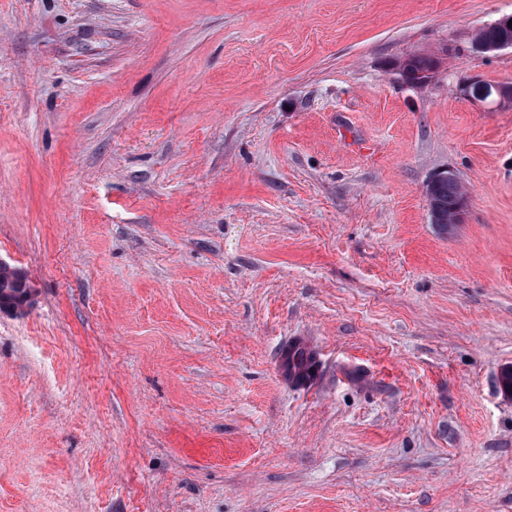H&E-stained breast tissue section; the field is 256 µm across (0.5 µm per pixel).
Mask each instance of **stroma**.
Listing matches in <instances>:
<instances>
[{"instance_id": "35a3bbf8", "label": "stroma", "mask_w": 512, "mask_h": 512, "mask_svg": "<svg viewBox=\"0 0 512 512\" xmlns=\"http://www.w3.org/2000/svg\"><path fill=\"white\" fill-rule=\"evenodd\" d=\"M506 14L0 0V512H512ZM510 19H512V14L502 16L496 21V24L499 27L510 29L512 28L509 27L508 25ZM499 27H495L489 24L480 29V31L475 35V37L472 40V48L475 44L491 47L493 45L498 44L503 39L512 41V30H510V32H507L505 29ZM407 58L405 75L410 80L429 78L430 76L426 73L437 69L440 64L439 58L434 55H413ZM481 81L478 78H471L465 82H463L459 86V92L465 98H468L476 103H480L482 105L488 106L491 109L498 108H511L512 107V83L511 82H503L499 85L485 82L483 81V85L481 86ZM496 85V86H495ZM483 87L484 90L492 91L493 88L495 90L496 98L488 100L484 95L479 98H475L471 95V89L474 87ZM495 86V87H494ZM476 88H474L475 90ZM451 171L440 173L434 176L428 183V187L431 190L436 184L442 182L437 189V195L433 200L437 201L442 206L444 214L447 219H451L454 215L455 209L459 202L465 197L462 185L458 181L457 177H451ZM448 179V180H446ZM467 205L466 197L460 202L456 210L457 214L453 221H447L444 216L434 207H430L431 221L432 224H438L440 228L445 231L446 224L451 227L452 224H460L463 218V214ZM444 225V226H443ZM447 227V228H448ZM0 260V308L15 307L21 304L26 294L27 282L24 274L17 268ZM314 363L313 353L299 343L289 346L283 353L284 368L289 378L298 383L306 382L311 378L312 375L309 371L314 367ZM293 368H296L300 373L294 375Z\"/></svg>"}]
</instances>
